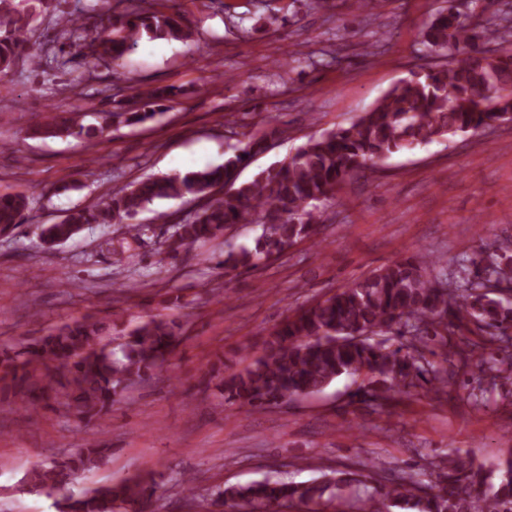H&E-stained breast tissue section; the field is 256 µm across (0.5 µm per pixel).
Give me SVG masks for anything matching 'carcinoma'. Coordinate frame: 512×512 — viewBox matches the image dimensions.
Returning <instances> with one entry per match:
<instances>
[{"mask_svg":"<svg viewBox=\"0 0 512 512\" xmlns=\"http://www.w3.org/2000/svg\"><path fill=\"white\" fill-rule=\"evenodd\" d=\"M65 18L62 41L30 51L33 13L13 0H0V80L20 61L47 76L70 67L72 49L87 46L91 64L121 66L143 35L185 39L172 17L135 9L103 24L82 12ZM425 43L443 63L400 80L372 107L347 126L309 138L293 154L235 185L238 170L265 152L276 134L266 129L233 149L224 164L161 177L150 176L112 190L93 207L75 206L56 224H43L40 237L64 243L86 224H128L120 253L131 250L149 226L132 220L157 200L202 202L192 219L172 226L167 249L207 241L233 224H260L252 249L230 248L218 265L258 270L298 241L316 234L319 204L335 198L349 176L391 155L429 144L449 134L477 133L512 113V11L469 23L458 11L441 8L426 26ZM178 90L158 87L132 112H99L96 123H83L74 112H52L36 133L72 136L87 142L101 138L114 124L155 120ZM32 199L23 193L0 194V234L26 223ZM112 326L87 317L65 323L34 343L13 352L0 350V389H8L27 410L62 397L85 419H104L134 382L149 381L182 342L180 326L152 316L124 340L103 350ZM445 366L430 367L425 351L435 339ZM512 345V236L480 246L479 259L448 280L442 260L429 254L394 261L347 288L298 310L265 342L262 352L242 369L224 377V403L261 409L322 392L337 378L365 375L368 383L354 396L368 407H381L419 384L444 392L459 371L506 372L512 363L489 353ZM104 462L93 438L48 466L33 469L31 489L54 499L57 512H147L155 490L150 474L75 495L70 478ZM435 480L394 475L382 469L322 473L310 482L261 481L227 486L215 493L225 512H271L274 504L293 508L315 505L346 512L344 491L371 480L359 512H512V458L494 468L471 454H452L431 464Z\"/></svg>","mask_w":512,"mask_h":512,"instance_id":"cac0c4a2","label":"carcinoma"}]
</instances>
